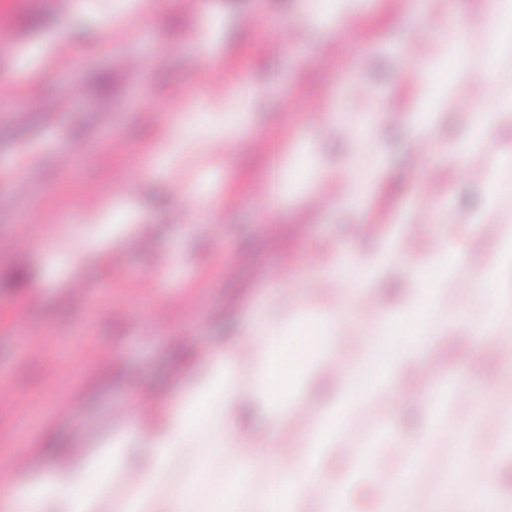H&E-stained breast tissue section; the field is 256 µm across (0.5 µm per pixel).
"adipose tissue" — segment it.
<instances>
[{
	"label": "adipose tissue",
	"mask_w": 512,
	"mask_h": 512,
	"mask_svg": "<svg viewBox=\"0 0 512 512\" xmlns=\"http://www.w3.org/2000/svg\"><path fill=\"white\" fill-rule=\"evenodd\" d=\"M483 27L486 52L511 56L512 0H489ZM454 38L457 52L431 63L420 83L415 121L408 126L415 140L432 138L453 91L468 77L463 58L472 39L461 28ZM248 93L245 87L226 92L213 106L223 113V122L198 140L185 136L193 115L182 113L155 152V166L179 169L192 152L223 142L248 125L250 113L237 108ZM503 125L512 126L511 112L471 114L467 135L448 149L449 160L484 148ZM286 176L310 184H340L342 203L356 208L384 181L386 167L361 170L352 150L337 169L311 153L278 159L259 223H273ZM393 221L394 231L380 237L372 250L325 255L331 297L317 316L289 308L286 297L275 295L235 340L202 356L198 370L181 384L174 406L154 417L137 412L97 449L20 473L1 470L0 512H224L228 501L237 512H271L275 505L292 512L311 499L321 512H335L336 491L350 483L351 470L333 473L325 463L334 458L348 419L328 407L304 429L300 445L289 447L283 432L299 397L328 377L342 389L384 398L385 414L395 416L401 386L413 370L427 364V349L448 335V323L436 310L449 278L464 261L457 236L438 237L427 265L410 269L398 307L371 304L369 288L387 278L394 255L412 247L408 213H396ZM352 268L358 271L352 286L337 287L336 272ZM365 309L370 316L357 349L337 360L336 326ZM258 355L264 363L252 385H234L231 378L238 368ZM136 442L146 446L147 461L135 470L130 455Z\"/></svg>",
	"instance_id": "ef3b65f1"
}]
</instances>
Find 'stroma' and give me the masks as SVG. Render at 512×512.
<instances>
[{
    "label": "stroma",
    "mask_w": 512,
    "mask_h": 512,
    "mask_svg": "<svg viewBox=\"0 0 512 512\" xmlns=\"http://www.w3.org/2000/svg\"><path fill=\"white\" fill-rule=\"evenodd\" d=\"M102 2L92 0V14L80 20L65 16L57 0H0V32L26 46L50 30H91ZM483 9V0H444L419 23L408 0H362L345 22L316 28L297 0H171L148 19L127 13L104 40L77 54L62 44L32 68L0 57V113L9 115L0 122V468L24 470L49 443L95 448L138 409L134 394L144 387L161 392L156 407L165 409L185 378L180 351L223 345L279 285L304 293L307 311H318L311 290L325 276L321 257L362 250L358 225L386 234L393 214L409 209L420 247L397 254L386 285L374 293L404 289L406 265L423 259L436 236L456 232L458 215L480 208L490 155L457 166L408 138L421 64L402 57L400 47L421 40L437 57L457 18L479 30ZM243 17L249 26L240 25ZM214 22L216 68L203 63L197 47L201 30ZM243 81L258 91L248 100L254 120L205 157L214 207L201 212L178 194L180 173H156L145 160L178 113L195 108L197 123L209 125L215 116L204 100ZM508 83L512 61L485 80L483 93L459 84L437 138H462L470 113L500 106ZM352 84L358 96L348 95ZM383 104L399 122L379 128L376 142L362 148L363 163L383 155L389 172L363 214L335 203L328 189L310 187L282 198L276 223H257L267 155L255 142L269 141L277 154L317 150L334 162L354 146L350 121L372 119ZM49 137L74 154L64 162L29 159V149ZM117 184L137 203L140 223L152 225L155 253L179 252L178 264L146 268L108 224L65 229V213L86 212L89 196L103 205ZM443 197L444 210L434 205ZM511 208L507 181L496 204L481 209L483 233L463 238L470 264L448 285L451 333L462 344L447 365L415 373L430 387L454 389L457 401L487 403L481 426L454 431L450 444L464 468L469 449L493 448L483 463L489 488L453 497L455 512H486L493 496L512 499V451L505 434L484 429L512 402L501 388L512 376V354H503L496 335L472 328L479 304L473 269L502 250L499 225ZM17 271L24 282L14 280ZM74 280L86 286L77 305L68 295ZM361 415L358 428L345 429L344 447L390 426L416 431L407 417L390 424L371 405Z\"/></svg>",
    "instance_id": "35a3bbf8"
}]
</instances>
